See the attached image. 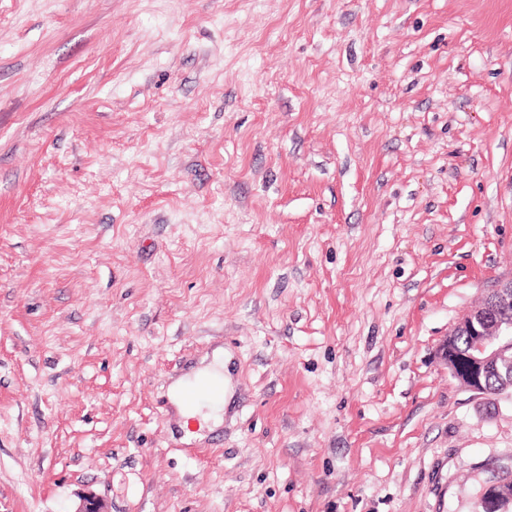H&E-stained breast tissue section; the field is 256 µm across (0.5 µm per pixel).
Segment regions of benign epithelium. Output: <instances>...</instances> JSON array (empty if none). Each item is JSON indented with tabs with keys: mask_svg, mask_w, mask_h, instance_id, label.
Wrapping results in <instances>:
<instances>
[{
	"mask_svg": "<svg viewBox=\"0 0 512 512\" xmlns=\"http://www.w3.org/2000/svg\"><path fill=\"white\" fill-rule=\"evenodd\" d=\"M468 340L461 349L458 337ZM440 356L448 373L464 389L487 395L485 379L495 376L503 391L512 390V280L488 294L450 330L441 344ZM512 497L499 483L486 485L480 500L481 512H508ZM74 512H110L105 500L93 493L83 494Z\"/></svg>",
	"mask_w": 512,
	"mask_h": 512,
	"instance_id": "7a95c632",
	"label": "benign epithelium"
}]
</instances>
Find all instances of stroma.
I'll return each mask as SVG.
<instances>
[{
    "mask_svg": "<svg viewBox=\"0 0 512 512\" xmlns=\"http://www.w3.org/2000/svg\"><path fill=\"white\" fill-rule=\"evenodd\" d=\"M510 279L512 0H0V512H475ZM511 315V318H510ZM458 336H466L464 352ZM497 336V340L493 339ZM440 356L449 374L464 389L478 396H497L512 390V280L488 294L450 330L441 344ZM488 379V390L485 379ZM501 385V386H500ZM187 380L180 382L175 386L173 398L179 407L182 428L188 436L198 437L199 434L197 431H202L205 428L211 429L221 424L220 406L222 401L218 406H210V411L207 413H203L202 406H199L198 404L186 405L180 398L179 391Z\"/></svg>",
    "mask_w": 512,
    "mask_h": 512,
    "instance_id": "obj_1",
    "label": "stroma"
}]
</instances>
